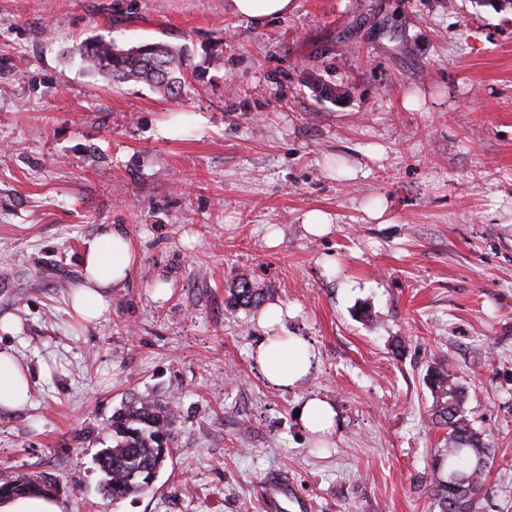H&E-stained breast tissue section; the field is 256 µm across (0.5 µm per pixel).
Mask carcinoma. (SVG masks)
<instances>
[{
  "mask_svg": "<svg viewBox=\"0 0 512 512\" xmlns=\"http://www.w3.org/2000/svg\"><path fill=\"white\" fill-rule=\"evenodd\" d=\"M77 54L90 74L112 83H145L166 94H178L194 75L183 48L146 42L123 49L100 36L85 39ZM234 300L246 306L261 304L262 293L242 279ZM435 390V424L448 434V448L434 463L431 497L437 512H477L486 495L491 468L489 446L468 418L464 396L454 376L444 369L431 376ZM173 418L147 399L129 402L112 416V447L99 455L103 490L118 499L148 490L169 454L167 438ZM45 477L23 473L0 475V497L53 492Z\"/></svg>",
  "mask_w": 512,
  "mask_h": 512,
  "instance_id": "1",
  "label": "carcinoma"
}]
</instances>
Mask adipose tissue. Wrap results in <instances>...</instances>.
Wrapping results in <instances>:
<instances>
[{
  "label": "adipose tissue",
  "mask_w": 512,
  "mask_h": 512,
  "mask_svg": "<svg viewBox=\"0 0 512 512\" xmlns=\"http://www.w3.org/2000/svg\"><path fill=\"white\" fill-rule=\"evenodd\" d=\"M83 278L75 287L71 310L81 321H98L108 310L109 292L121 287L139 264L138 248L127 225L103 224L82 244ZM261 374L271 385L289 390L316 368L317 352L299 336L264 337L253 352ZM31 375L6 350H0V408L20 409L31 396Z\"/></svg>",
  "instance_id": "1"
}]
</instances>
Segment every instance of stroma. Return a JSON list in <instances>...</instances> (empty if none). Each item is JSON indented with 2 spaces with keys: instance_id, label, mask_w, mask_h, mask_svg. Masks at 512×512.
<instances>
[{
  "instance_id": "stroma-1",
  "label": "stroma",
  "mask_w": 512,
  "mask_h": 512,
  "mask_svg": "<svg viewBox=\"0 0 512 512\" xmlns=\"http://www.w3.org/2000/svg\"><path fill=\"white\" fill-rule=\"evenodd\" d=\"M94 35L186 48L197 75L177 97L106 84L73 52ZM102 224L140 260L88 325L70 298ZM243 277L317 350L303 385L254 364ZM4 315L32 400L0 410V469L50 478L65 512H265L273 477L312 512H432L437 367L494 456L479 512H512V10L294 0L256 24L228 0H0ZM312 396L336 410L322 438L295 415ZM138 398L173 413L172 452L115 500L96 458Z\"/></svg>"
}]
</instances>
